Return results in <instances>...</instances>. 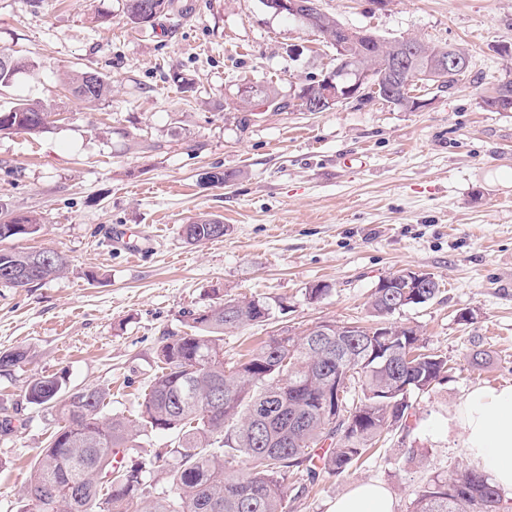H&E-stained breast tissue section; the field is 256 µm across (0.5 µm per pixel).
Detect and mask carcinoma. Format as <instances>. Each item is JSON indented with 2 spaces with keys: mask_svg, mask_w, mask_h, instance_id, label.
<instances>
[{
  "mask_svg": "<svg viewBox=\"0 0 512 512\" xmlns=\"http://www.w3.org/2000/svg\"><path fill=\"white\" fill-rule=\"evenodd\" d=\"M150 3L149 16L142 4ZM175 0H125L129 21L146 26L172 9ZM338 22L321 13L312 31L327 43H336ZM395 40L361 38L345 48L342 59L348 73L368 69L372 79L385 85L392 73L387 66ZM420 48L424 59L444 54L447 48L407 38L405 49ZM0 88L33 64L0 51ZM430 77L412 83L410 91L436 83L451 87L462 72ZM88 72L70 77L72 96L92 104L107 95L108 80ZM49 113L38 102L22 100L0 108V133L37 134ZM42 225L29 216H13L0 223V241L40 232ZM192 244L224 237V224L216 218H200L182 227ZM68 267L59 251L0 250V285L23 288L61 275ZM417 292L424 305L439 292L437 281L430 288L375 289L369 304L372 315L385 319L393 312V297ZM271 305L261 299H224L201 313L190 315L191 332L168 339L160 348L163 363L149 383L138 417H104V394L97 389L71 392L55 375L32 379L26 390L29 403L48 410L64 421L51 435L32 465L24 489L22 512H285L284 482L288 473L313 459L315 449L330 441L318 460L331 475H341L361 461L382 434L403 425L409 417V397L446 378L448 359L421 352L418 329L389 326L391 335L379 337L378 327L340 325L332 338L337 351L332 356L308 350L307 332L291 334L278 353L264 345L231 367L224 366V333L265 322ZM356 383L361 395L337 397L328 374L336 369ZM351 423L330 428L328 408ZM178 431L172 448L155 454L149 463L116 457L137 447V438L147 431ZM174 460L169 478L174 495L151 498L144 493L145 480L154 462ZM241 459V467L227 464ZM52 485L53 498H32L33 489ZM411 512H509L501 492L489 476L469 468L449 477H427L412 502Z\"/></svg>",
  "mask_w": 512,
  "mask_h": 512,
  "instance_id": "cac0c4a2",
  "label": "carcinoma"
}]
</instances>
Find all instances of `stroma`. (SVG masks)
Instances as JSON below:
<instances>
[{"label":"stroma","mask_w":512,"mask_h":512,"mask_svg":"<svg viewBox=\"0 0 512 512\" xmlns=\"http://www.w3.org/2000/svg\"><path fill=\"white\" fill-rule=\"evenodd\" d=\"M184 2L187 16L138 27L125 0H0V51L36 64L0 90V106L33 100L51 113L42 133L0 135V211L42 226L0 248L69 260L59 277L0 286V354L26 355L0 368V420L11 421L0 432V512H21L32 458L59 426L28 402L33 378L98 388L103 416L131 419L160 346L186 331L189 313L221 298L272 305L270 320L225 334L235 360L284 327L367 321L378 283L412 269L440 291L391 320L447 358V380L411 394L406 427L362 467H301L285 482L287 512H329L369 481L409 512L428 476L471 466L449 410L475 386L512 384V112L483 103L512 71L502 52L512 0H318L346 27L465 50L459 82L425 91L413 112L377 98L261 111L247 91L289 98L335 67V49L262 0ZM89 69L111 90L86 106L68 78ZM208 171L224 184H205ZM204 215L223 221V237L186 243L183 224ZM316 283L330 291L312 301Z\"/></svg>","instance_id":"1"}]
</instances>
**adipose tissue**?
Instances as JSON below:
<instances>
[{
	"label": "adipose tissue",
	"instance_id": "obj_1",
	"mask_svg": "<svg viewBox=\"0 0 512 512\" xmlns=\"http://www.w3.org/2000/svg\"><path fill=\"white\" fill-rule=\"evenodd\" d=\"M447 423L471 461L512 498V385L471 389ZM330 512H396V501L384 486L366 482L337 497Z\"/></svg>",
	"mask_w": 512,
	"mask_h": 512
}]
</instances>
